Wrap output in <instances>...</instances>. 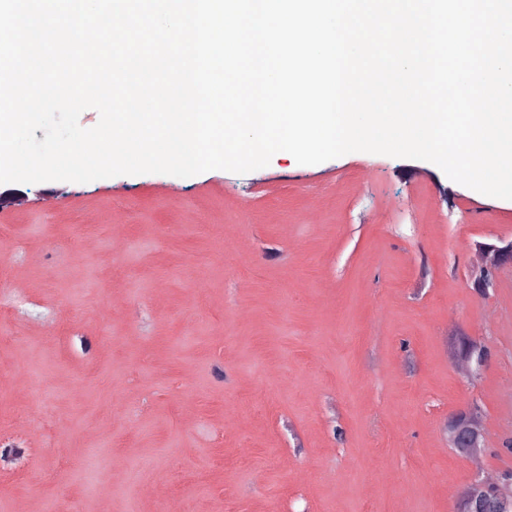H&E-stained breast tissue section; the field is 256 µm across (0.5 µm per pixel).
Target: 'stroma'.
<instances>
[{
	"instance_id": "35a3bbf8",
	"label": "stroma",
	"mask_w": 512,
	"mask_h": 512,
	"mask_svg": "<svg viewBox=\"0 0 512 512\" xmlns=\"http://www.w3.org/2000/svg\"><path fill=\"white\" fill-rule=\"evenodd\" d=\"M22 190L0 512H453L512 468V265L469 284L512 201L367 152ZM474 406L487 447L464 459L446 423Z\"/></svg>"
}]
</instances>
